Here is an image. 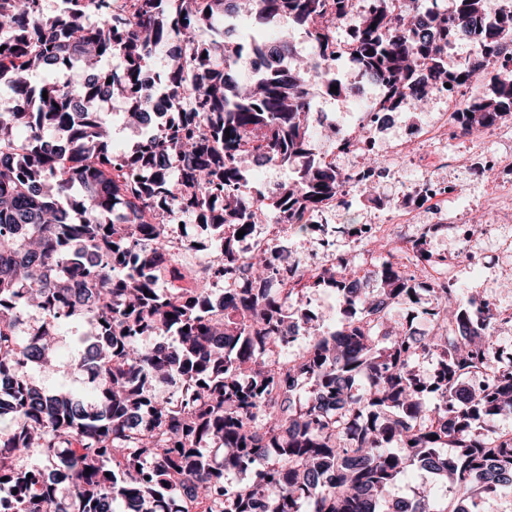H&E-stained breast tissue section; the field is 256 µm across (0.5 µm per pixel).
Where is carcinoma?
I'll return each mask as SVG.
<instances>
[{"instance_id": "carcinoma-1", "label": "carcinoma", "mask_w": 512, "mask_h": 512, "mask_svg": "<svg viewBox=\"0 0 512 512\" xmlns=\"http://www.w3.org/2000/svg\"><path fill=\"white\" fill-rule=\"evenodd\" d=\"M396 2L371 0L351 39L354 60L388 86L391 106L404 96L425 104L437 86L476 79L472 63L448 67L460 35L487 63L512 52V10L482 22L483 0H453L449 11L420 0L422 17ZM64 3L46 16L38 0H0V75H9L0 95V417L14 420L0 428V512H112L117 499L136 512H384L387 488L414 466L451 480L454 492L450 510L419 491L414 512H480L483 500L511 492L512 435L491 421L512 415V364L490 369L487 360L512 316L432 285L425 314L437 329L421 336L392 313L416 301V288L387 243L371 276L300 278L290 296L271 287L282 250L242 260L235 248V234L270 210L276 223L308 232L305 215L355 178L320 163L307 89L316 78L332 99L352 92L336 77L343 49L332 23L353 0H251L236 43L224 34L240 21L237 0ZM283 17L312 44L302 70L280 67L293 54L288 39L266 44ZM203 28L217 38L200 47ZM160 44L176 62L161 79L174 112L156 125L142 88ZM246 49L269 70L244 94L229 71ZM112 58L120 70L104 67ZM75 64L88 86L60 79ZM36 71L54 79L35 88ZM488 83V95L460 104L471 132L512 112V77ZM110 96L126 100L133 127L148 129L130 155L113 151L108 125L92 116ZM250 159L294 166L298 180L267 204L247 191ZM174 208L212 234L224 263L198 270L192 288L165 290L162 278H185L163 249ZM417 247L423 273L432 254L421 238ZM217 279L235 287L214 302L208 285ZM320 286L336 291L342 313L327 334L295 308ZM28 309L53 332L34 331ZM69 319L90 327L79 367L93 381L91 402L28 377ZM293 320L307 325L308 348L269 359L266 344ZM146 335L175 341L147 349ZM432 355L438 377L428 383L416 363ZM445 448L458 449V470L438 464ZM29 453L40 466L22 463ZM226 471L248 482L228 483Z\"/></svg>"}]
</instances>
